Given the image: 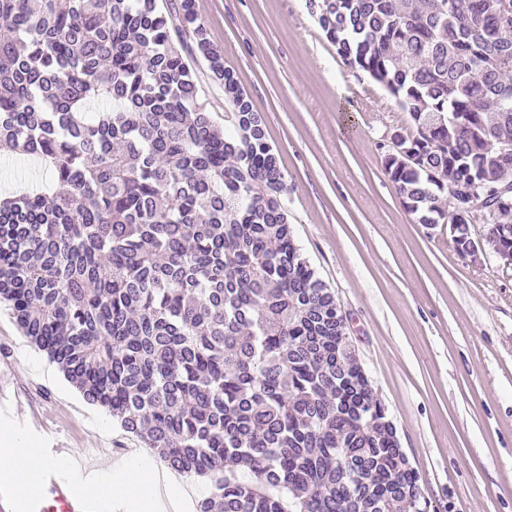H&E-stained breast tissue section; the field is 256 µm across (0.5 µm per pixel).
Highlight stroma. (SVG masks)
Listing matches in <instances>:
<instances>
[{
    "label": "stroma",
    "instance_id": "obj_1",
    "mask_svg": "<svg viewBox=\"0 0 512 512\" xmlns=\"http://www.w3.org/2000/svg\"><path fill=\"white\" fill-rule=\"evenodd\" d=\"M265 124L295 241L419 476L423 512H512V265L456 248L402 204L383 143L409 114L347 66L307 0H195ZM0 151V196L46 185ZM0 381L87 469L142 442L86 401L0 306Z\"/></svg>",
    "mask_w": 512,
    "mask_h": 512
}]
</instances>
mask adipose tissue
I'll return each mask as SVG.
<instances>
[{"instance_id":"ef3b65f1","label":"adipose tissue","mask_w":512,"mask_h":512,"mask_svg":"<svg viewBox=\"0 0 512 512\" xmlns=\"http://www.w3.org/2000/svg\"><path fill=\"white\" fill-rule=\"evenodd\" d=\"M44 462L41 448L19 438L8 455H0V471L8 473L16 498L23 500L37 491ZM84 491L94 499L121 501L129 512H181L185 499L183 486L175 479H162L140 450L108 463L85 481Z\"/></svg>"}]
</instances>
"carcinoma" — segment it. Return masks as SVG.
Listing matches in <instances>:
<instances>
[{"instance_id": "cac0c4a2", "label": "carcinoma", "mask_w": 512, "mask_h": 512, "mask_svg": "<svg viewBox=\"0 0 512 512\" xmlns=\"http://www.w3.org/2000/svg\"><path fill=\"white\" fill-rule=\"evenodd\" d=\"M344 62L407 109L384 168L442 223L449 183L496 206L512 144V0H309ZM0 141L51 186L0 201V304L197 512H423L419 479L295 244L264 122L195 0H0ZM224 86L215 125L187 60ZM97 100L112 108L88 113ZM470 217L453 241L470 252ZM488 249L512 260V222Z\"/></svg>"}]
</instances>
